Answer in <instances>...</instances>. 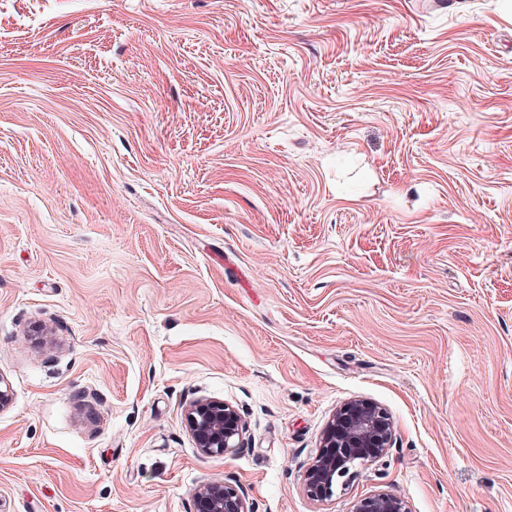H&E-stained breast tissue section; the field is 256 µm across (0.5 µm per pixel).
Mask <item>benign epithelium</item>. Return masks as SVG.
Returning <instances> with one entry per match:
<instances>
[{
  "label": "benign epithelium",
  "mask_w": 512,
  "mask_h": 512,
  "mask_svg": "<svg viewBox=\"0 0 512 512\" xmlns=\"http://www.w3.org/2000/svg\"><path fill=\"white\" fill-rule=\"evenodd\" d=\"M185 425L196 447L208 457L223 458L240 447L244 425L230 404L209 398L190 403ZM393 424L379 405L351 400L339 406L321 438L320 452L306 471L305 490L315 501L332 498L345 489L357 467L382 457L390 448ZM197 512H252L240 488L220 480L201 483L194 493ZM353 512H409L406 501L395 494L379 492L354 504Z\"/></svg>",
  "instance_id": "benign-epithelium-1"
}]
</instances>
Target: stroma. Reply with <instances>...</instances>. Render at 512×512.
Masks as SVG:
<instances>
[{
  "label": "stroma",
  "mask_w": 512,
  "mask_h": 512,
  "mask_svg": "<svg viewBox=\"0 0 512 512\" xmlns=\"http://www.w3.org/2000/svg\"><path fill=\"white\" fill-rule=\"evenodd\" d=\"M498 0H0V512H512ZM243 446L196 448L193 400ZM394 435L305 491L336 408ZM184 420L203 455L223 458L240 448L244 425L238 411L229 403L197 399L186 407ZM194 496L197 512H253L244 492L224 481L202 482ZM353 512H410L406 501L395 494L379 492L354 504Z\"/></svg>",
  "instance_id": "stroma-1"
}]
</instances>
